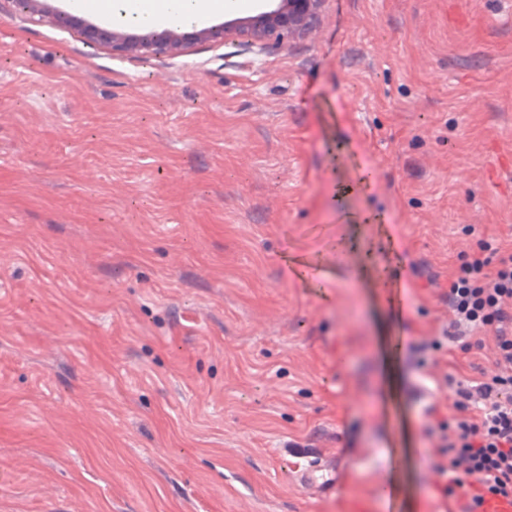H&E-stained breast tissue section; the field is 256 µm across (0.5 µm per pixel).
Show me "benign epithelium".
<instances>
[{
	"mask_svg": "<svg viewBox=\"0 0 512 512\" xmlns=\"http://www.w3.org/2000/svg\"><path fill=\"white\" fill-rule=\"evenodd\" d=\"M15 13L29 21L75 34L96 50L140 60L173 59L188 55L198 44H232L260 53L281 50L294 40L315 36L327 0H276L275 6L234 25L195 27L133 35L120 27L89 23L60 10L50 0H7Z\"/></svg>",
	"mask_w": 512,
	"mask_h": 512,
	"instance_id": "obj_1",
	"label": "benign epithelium"
}]
</instances>
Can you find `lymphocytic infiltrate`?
<instances>
[{"label":"lymphocytic infiltrate","mask_w":512,"mask_h":512,"mask_svg":"<svg viewBox=\"0 0 512 512\" xmlns=\"http://www.w3.org/2000/svg\"><path fill=\"white\" fill-rule=\"evenodd\" d=\"M448 304V341L468 351L465 332H492L494 371L457 389L454 422L441 419L434 404L423 415L441 432L433 450L438 490L459 512H480L487 498L512 499V249L479 241L449 286Z\"/></svg>","instance_id":"1"}]
</instances>
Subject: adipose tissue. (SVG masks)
<instances>
[{"label": "adipose tissue", "mask_w": 512, "mask_h": 512, "mask_svg": "<svg viewBox=\"0 0 512 512\" xmlns=\"http://www.w3.org/2000/svg\"><path fill=\"white\" fill-rule=\"evenodd\" d=\"M81 11L96 9L101 16L134 24L189 25L212 12L244 6L245 0H70Z\"/></svg>", "instance_id": "1"}]
</instances>
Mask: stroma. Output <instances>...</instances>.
I'll list each match as a JSON object with an SVG mask.
<instances>
[{
  "instance_id": "1",
  "label": "stroma",
  "mask_w": 512,
  "mask_h": 512,
  "mask_svg": "<svg viewBox=\"0 0 512 512\" xmlns=\"http://www.w3.org/2000/svg\"><path fill=\"white\" fill-rule=\"evenodd\" d=\"M481 239L512 245V0L151 61L0 9V512H454L417 395L456 416L493 340L415 348ZM322 460L319 463L310 460L308 464L301 465L296 463L295 466L288 465L289 472L294 474L297 481L314 485L321 489L323 492H335L336 488L343 481V470L336 469V464L325 463L321 466Z\"/></svg>"
}]
</instances>
